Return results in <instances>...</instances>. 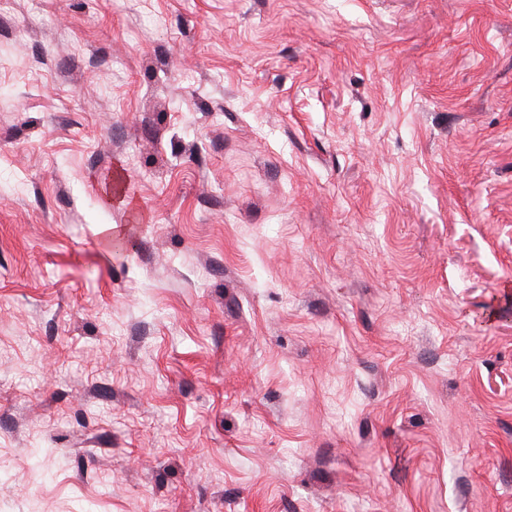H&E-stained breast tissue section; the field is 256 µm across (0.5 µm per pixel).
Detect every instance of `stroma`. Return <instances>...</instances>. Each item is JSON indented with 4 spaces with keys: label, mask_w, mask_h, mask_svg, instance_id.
Segmentation results:
<instances>
[{
    "label": "stroma",
    "mask_w": 512,
    "mask_h": 512,
    "mask_svg": "<svg viewBox=\"0 0 512 512\" xmlns=\"http://www.w3.org/2000/svg\"><path fill=\"white\" fill-rule=\"evenodd\" d=\"M0 512H512V0H0Z\"/></svg>",
    "instance_id": "obj_1"
}]
</instances>
